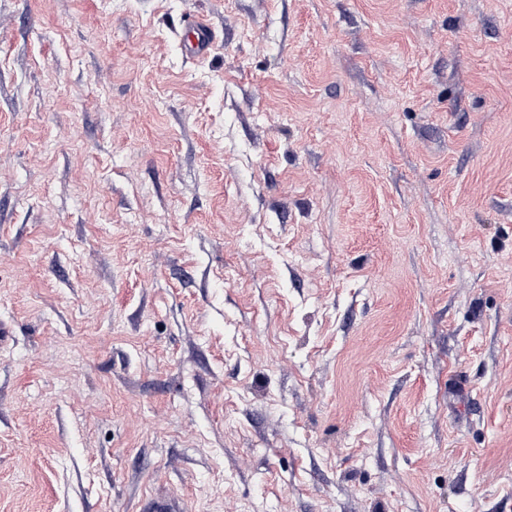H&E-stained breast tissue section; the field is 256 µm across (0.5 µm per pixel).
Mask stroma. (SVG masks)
I'll return each mask as SVG.
<instances>
[{
  "mask_svg": "<svg viewBox=\"0 0 512 512\" xmlns=\"http://www.w3.org/2000/svg\"><path fill=\"white\" fill-rule=\"evenodd\" d=\"M1 326L0 512H512V0H0ZM191 48L197 55H205L212 43L213 32L210 26L199 17H194L185 23Z\"/></svg>",
  "mask_w": 512,
  "mask_h": 512,
  "instance_id": "stroma-1",
  "label": "stroma"
}]
</instances>
